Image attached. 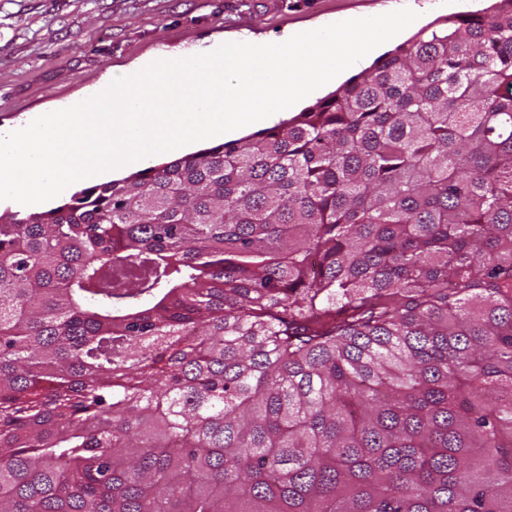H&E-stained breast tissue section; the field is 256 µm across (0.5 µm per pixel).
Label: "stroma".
<instances>
[{
  "label": "stroma",
  "mask_w": 512,
  "mask_h": 512,
  "mask_svg": "<svg viewBox=\"0 0 512 512\" xmlns=\"http://www.w3.org/2000/svg\"><path fill=\"white\" fill-rule=\"evenodd\" d=\"M495 0H0V136L35 112L84 96L158 53L268 41L292 29L404 7L418 29Z\"/></svg>",
  "instance_id": "stroma-1"
}]
</instances>
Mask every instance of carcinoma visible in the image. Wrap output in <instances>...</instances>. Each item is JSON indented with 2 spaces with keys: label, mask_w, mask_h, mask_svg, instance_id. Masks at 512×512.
<instances>
[{
  "label": "carcinoma",
  "mask_w": 512,
  "mask_h": 512,
  "mask_svg": "<svg viewBox=\"0 0 512 512\" xmlns=\"http://www.w3.org/2000/svg\"><path fill=\"white\" fill-rule=\"evenodd\" d=\"M0 512H512V0L0 214Z\"/></svg>",
  "instance_id": "obj_1"
}]
</instances>
